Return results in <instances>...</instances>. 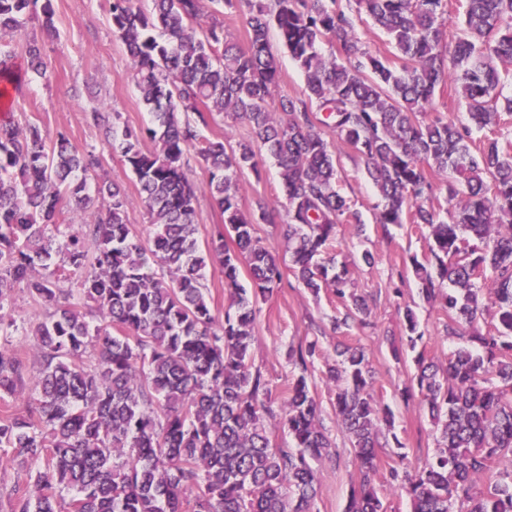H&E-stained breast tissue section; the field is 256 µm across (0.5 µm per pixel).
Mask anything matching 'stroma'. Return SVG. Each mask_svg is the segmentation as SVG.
I'll use <instances>...</instances> for the list:
<instances>
[{"label": "stroma", "instance_id": "obj_1", "mask_svg": "<svg viewBox=\"0 0 512 512\" xmlns=\"http://www.w3.org/2000/svg\"><path fill=\"white\" fill-rule=\"evenodd\" d=\"M56 36H49L37 20L26 24L27 37L37 39L54 68L51 81L32 79L23 85L17 111L23 119L39 124L48 134L65 132L77 146L102 158L99 176L124 191L131 223L141 236H148L149 219L140 202L133 174L106 145L104 127L90 125L85 117L91 109L118 111L123 122L139 129L149 125L151 116L140 102L132 80L130 58L114 36L108 0H54ZM339 187L362 215V226L340 225L337 247L342 258L354 264V284L369 299L372 327L352 328L345 337L330 330L332 319L342 307L328 293L312 296L292 274H285L274 295L260 303L254 326L252 363L269 381L274 396L291 378V347L306 337L318 339L322 357L330 358L338 340L361 342L370 350L375 376V394L395 415V432L409 450L408 461L417 464L433 451L438 431L418 403H405L399 393L414 370L413 363L396 362L392 345L405 330L401 308L412 305L424 333L421 347L428 359L445 360L453 348L443 336L444 314L438 305L427 303L409 272V259L427 250L426 229L419 224H395L382 232L374 221L377 191L364 163L348 147L338 150ZM241 202L246 211L256 209L260 199L284 201L279 170L272 158L260 156L257 169L243 170L240 176ZM372 252L374 265L362 264L361 255ZM309 383L322 404L323 425L336 443L339 459L323 463L318 473V493L313 512H343L350 480L357 473L351 450L339 431L332 408L335 394L326 385L320 370L309 373Z\"/></svg>", "mask_w": 512, "mask_h": 512}]
</instances>
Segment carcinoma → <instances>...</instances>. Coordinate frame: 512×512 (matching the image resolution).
Masks as SVG:
<instances>
[{
    "label": "carcinoma",
    "mask_w": 512,
    "mask_h": 512,
    "mask_svg": "<svg viewBox=\"0 0 512 512\" xmlns=\"http://www.w3.org/2000/svg\"><path fill=\"white\" fill-rule=\"evenodd\" d=\"M215 2L245 8L246 48L224 40L203 0H109L151 125L132 129L121 113L96 109L86 119L107 126L109 151L137 180L151 226L144 242L126 195L98 180L99 155L61 131L48 146L40 126L12 112L10 90L25 74L53 77L34 41L18 64L14 38L38 15L53 30L55 11L53 0H0V335L19 332L6 309L15 286L52 308L23 331L36 337L38 368L0 343V462L18 477L12 512H312L315 464L338 458L308 384L318 344L289 350L299 374L275 402L251 351L257 305L283 272L255 218L280 226L298 282L344 303L332 331L369 325L368 301L350 291L335 248L336 228L361 217L337 188L326 128L363 159L378 192L375 223L427 228V253L410 258L411 270L446 316L445 335L459 340L442 367L414 356L400 395L419 397L440 436L413 469L393 437L391 485L410 512H512V140L473 138L512 114L500 70L512 62V0H464L455 22L448 0H355L394 45L392 59L362 44L339 0ZM272 25L304 77L298 96L277 93ZM444 85L469 123L422 119ZM216 114L247 123L249 138L205 137ZM191 152L209 171L202 186L189 178ZM264 153L280 169L286 207L259 200L255 215L240 208V175ZM438 190L451 205L446 220L433 205ZM202 191L224 216L204 247ZM66 201L80 231L56 238L47 229ZM208 266L228 292L221 317L206 294ZM82 299L96 304L97 323ZM490 311L497 324L483 332ZM403 326L397 361L423 337L409 306ZM323 375L358 471L344 512H385L373 476L380 424L394 421L375 396L370 353L339 343ZM23 385L31 404L20 412L13 398ZM279 427L291 446L272 445Z\"/></svg>",
    "instance_id": "1"
}]
</instances>
